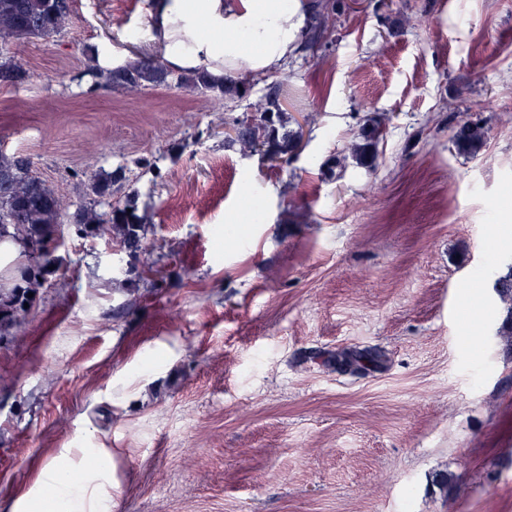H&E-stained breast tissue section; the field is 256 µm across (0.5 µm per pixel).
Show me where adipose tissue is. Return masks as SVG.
Instances as JSON below:
<instances>
[{
	"label": "adipose tissue",
	"instance_id": "ef3b65f1",
	"mask_svg": "<svg viewBox=\"0 0 512 512\" xmlns=\"http://www.w3.org/2000/svg\"><path fill=\"white\" fill-rule=\"evenodd\" d=\"M147 11L172 69L202 68L244 82L283 68L310 17L307 0H149ZM40 480L58 491L50 503L29 500L31 512H111L112 500L99 494L94 473L56 461Z\"/></svg>",
	"mask_w": 512,
	"mask_h": 512
}]
</instances>
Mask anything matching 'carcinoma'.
I'll use <instances>...</instances> for the list:
<instances>
[{
  "instance_id": "carcinoma-1",
  "label": "carcinoma",
  "mask_w": 512,
  "mask_h": 512,
  "mask_svg": "<svg viewBox=\"0 0 512 512\" xmlns=\"http://www.w3.org/2000/svg\"><path fill=\"white\" fill-rule=\"evenodd\" d=\"M70 17V0H0V39L39 37L49 39L67 25ZM89 70L107 88L134 90L139 87L157 86L167 82L170 71L150 58L139 57L115 68ZM27 76L23 65L16 61H0V82L19 83ZM177 85L209 94L215 98L226 94L239 95L246 86L233 80H217L200 70L180 76ZM382 122L369 118L348 147L355 162L371 168L375 166L378 139ZM301 130L285 129L284 112L277 95H268L265 103L254 112L253 128L239 132L236 141L245 149H265L273 159L289 158L297 150ZM487 137L485 127L479 123L463 124L454 141L455 150L465 156H476ZM117 177L106 179L95 176L88 184L89 193L105 197L112 193ZM64 203L55 190L30 174L27 158L0 152V214L7 213L11 221H0V246L14 245L18 254L12 264L10 276L0 278V335L20 332L26 324L28 309L33 305L40 288L54 274V253L64 234L60 217ZM79 234L85 237H106L122 247L136 259L148 233L146 218L140 214L135 201L111 206L109 212H99L96 205L80 208L74 216ZM36 244L39 253L29 251ZM33 297H28V293ZM340 356L352 368L365 364L377 365V356L368 352L345 351Z\"/></svg>"
}]
</instances>
